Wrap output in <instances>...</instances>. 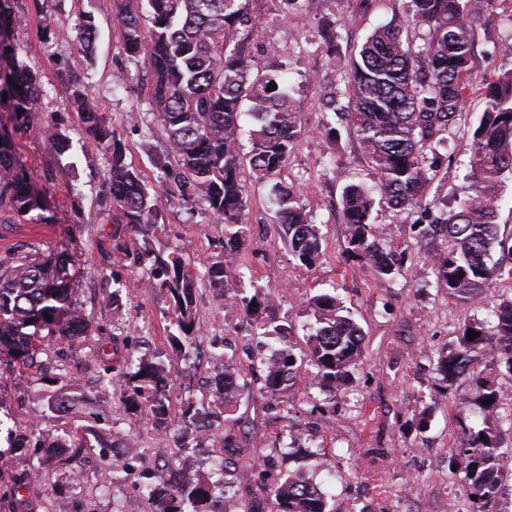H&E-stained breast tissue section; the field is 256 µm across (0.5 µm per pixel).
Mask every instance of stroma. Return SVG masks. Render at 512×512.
I'll use <instances>...</instances> for the list:
<instances>
[{
    "label": "stroma",
    "mask_w": 512,
    "mask_h": 512,
    "mask_svg": "<svg viewBox=\"0 0 512 512\" xmlns=\"http://www.w3.org/2000/svg\"><path fill=\"white\" fill-rule=\"evenodd\" d=\"M15 6L23 18L15 32L19 56L40 74L44 88L16 142L45 207L0 221V260L67 249L73 256L72 299L92 328L79 343L63 336L37 340L30 364L0 352V512H161L144 487L162 479L222 480L245 502L256 487L242 473L265 458L275 474L318 486L330 512H436L444 501L452 512H466L464 489L448 476L450 448L458 446L467 426L497 429L511 443L512 425L499 424L483 409L482 390L474 382L439 392L436 358L453 347L469 322L493 331L491 310L512 295V280L493 282L473 305L449 298L435 287L412 230L429 223L431 213L399 215L383 204L372 220L402 254L397 273L380 281L349 260L341 191L351 182L372 183L374 173L355 132L326 109L328 98L346 102V62L366 36L389 22L405 25L403 0H305L285 16L274 0H251L261 19L252 34L258 62H265L269 49L290 61L288 80L302 132L281 179L320 226L322 255L313 269L298 266L275 222L269 185L247 180V235L234 260L241 293L274 291L278 303L259 309L258 317L279 320L289 334L275 340L245 329L222 292L201 288L195 297L196 338L182 352L166 339L172 316L166 290L149 287L142 269L125 256L128 235L112 237L111 201L104 196L108 156L84 143L78 114L58 79L64 68L76 71L126 143L128 160L151 183L157 171L150 150L163 139L148 143L140 132L156 122L148 105L147 68L126 55L112 0H15ZM83 11L93 15L97 28L89 60L66 37ZM473 54L476 74L512 70V0L476 27ZM483 109L482 95H475L430 195L454 200L470 193L466 146ZM326 125L336 127V137L323 134ZM48 126L69 136L72 147L64 155L50 151L43 136ZM50 168L58 175L44 180ZM162 212L154 247H179L192 271L203 273L206 262L221 254L223 224L198 208L166 206ZM319 293L336 295L364 330L362 356L348 383L321 390L306 366L275 397L261 395L258 383L245 386L232 424L212 414V435L183 423L184 407L200 409L211 401L225 357L247 369L277 349L303 348L313 320L308 299ZM101 351L111 360V374L100 366ZM156 357L171 378L170 413L162 422L118 401L131 361ZM62 389L74 397V406L65 412L48 408L49 396ZM422 417L428 425L420 432L414 423ZM227 428L239 447L226 451L227 467L218 475L212 452ZM77 433L83 447L48 452L49 444ZM185 455L193 466L183 471L178 464Z\"/></svg>",
    "instance_id": "1"
}]
</instances>
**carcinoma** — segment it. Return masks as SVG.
Returning <instances> with one entry per match:
<instances>
[{"instance_id": "cac0c4a2", "label": "carcinoma", "mask_w": 512, "mask_h": 512, "mask_svg": "<svg viewBox=\"0 0 512 512\" xmlns=\"http://www.w3.org/2000/svg\"><path fill=\"white\" fill-rule=\"evenodd\" d=\"M500 0H407L413 28L426 31L417 54L409 38L392 25L375 29L348 62L345 77L347 102L328 101L356 132L375 183H350L341 193V212L349 228L348 256L387 279L398 270L395 249L378 242L372 212L380 201L403 212L429 205L438 216L418 231L420 248L435 276V286L463 305H473L497 277L512 275V236L500 233L498 190L503 174L512 171V71L472 77L474 27L494 12ZM14 0H0V102L12 112L14 130L28 121L31 106L42 92L41 77L19 57L13 31L20 15ZM119 36L128 55L141 58L150 73L148 100L160 123L164 147L154 155L159 195L141 171L126 162V147L88 89L66 72L59 79L81 125L94 146L109 155L107 191L113 222L124 224L142 238L143 246L130 249L134 263H150L152 288L168 292L173 317L168 337L172 345L193 343L195 294L200 287L215 288L236 305L245 326L269 336H284L288 327L269 319L255 321L261 304L256 296L234 292L237 283L233 259L244 243V215L248 208L243 175L271 183L277 206L276 223L298 265L310 270L322 255V235L299 204L292 186L279 180L295 141L301 134L298 107L288 86V62L276 51L273 62L253 59L249 35L260 25L250 0H113ZM96 25L88 12L80 13L74 41L80 54L92 58ZM276 86L270 91L268 87ZM482 92L485 109L469 144L472 193L456 206L438 197L427 200L435 178L440 150L469 100ZM249 104L253 121L251 150L240 152L242 107ZM52 152L71 149L70 138L55 129L46 132ZM198 203L215 222L224 224V258L207 262L198 276L172 250L165 254L147 247L158 226L161 208ZM44 200L30 183L14 137L0 125V210L24 216L43 209ZM500 257L488 264L493 250ZM308 305L315 322L309 327L306 350L296 354L281 349L273 361L260 360L267 392L276 394L295 379L306 364L315 369L318 383L327 389L346 380L360 355L363 330L343 314L336 296H312ZM496 324L489 333L479 322L468 323L455 347L438 354L436 370L442 382L453 386L461 379L483 389L485 408L497 411L495 380L476 371L489 361L492 370L512 375V297L495 308ZM480 333L470 340L468 330ZM90 324L71 304L64 259L47 255L15 258L0 270V351L29 355L37 338L66 336L78 340ZM242 370L224 363L228 392L214 406L232 410L243 384ZM132 386L121 392L124 404L156 421L169 415L170 378L160 362L141 359L130 377ZM512 448L502 445L490 427L463 429L458 447L448 456L450 478L461 480L471 501L470 512H495L507 482L505 463ZM150 497L165 505V512H238L232 498L214 508L213 487L205 482L147 486ZM274 512H327L324 495L311 483L279 477L271 485Z\"/></svg>"}]
</instances>
